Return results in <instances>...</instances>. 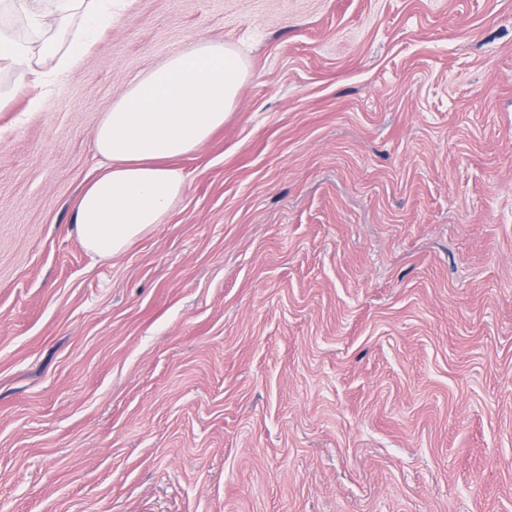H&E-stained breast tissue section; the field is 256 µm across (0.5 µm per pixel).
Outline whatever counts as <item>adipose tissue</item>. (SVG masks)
<instances>
[{"label": "adipose tissue", "instance_id": "ef3b65f1", "mask_svg": "<svg viewBox=\"0 0 512 512\" xmlns=\"http://www.w3.org/2000/svg\"><path fill=\"white\" fill-rule=\"evenodd\" d=\"M0 0V14L25 16L38 47L0 26V70H10L38 109L44 91L27 74L35 55L59 59L62 72L77 67L92 33L110 28L123 0ZM246 68L222 43L201 39L148 70L112 104L93 132L100 163L78 198L77 235L100 256L126 251L162 223L185 191L175 161L204 143L224 124L240 93Z\"/></svg>", "mask_w": 512, "mask_h": 512}]
</instances>
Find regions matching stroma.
Wrapping results in <instances>:
<instances>
[{"label": "stroma", "mask_w": 512, "mask_h": 512, "mask_svg": "<svg viewBox=\"0 0 512 512\" xmlns=\"http://www.w3.org/2000/svg\"><path fill=\"white\" fill-rule=\"evenodd\" d=\"M246 67L186 189L80 243L114 99ZM0 112V512H512V0H127Z\"/></svg>", "instance_id": "35a3bbf8"}]
</instances>
